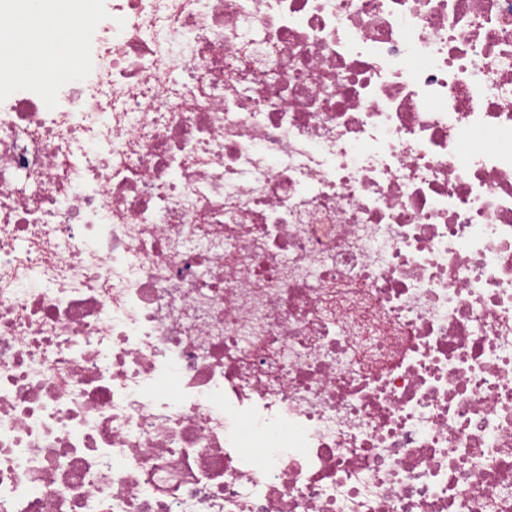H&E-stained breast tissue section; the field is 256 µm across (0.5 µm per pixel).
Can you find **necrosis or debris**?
I'll use <instances>...</instances> for the list:
<instances>
[{"label": "necrosis or debris", "instance_id": "4bbe7bcc", "mask_svg": "<svg viewBox=\"0 0 512 512\" xmlns=\"http://www.w3.org/2000/svg\"><path fill=\"white\" fill-rule=\"evenodd\" d=\"M0 43V512H512V0H101ZM10 10L15 15L27 14V9H33L52 15H61L66 18L67 24L62 27L42 30L39 40V49L59 58L67 59L72 67L79 63L80 49L71 39V30L84 25L94 14L96 0H7ZM24 1H34L32 4ZM41 1V2H40ZM62 29L60 37H54L52 30Z\"/></svg>", "mask_w": 512, "mask_h": 512}]
</instances>
